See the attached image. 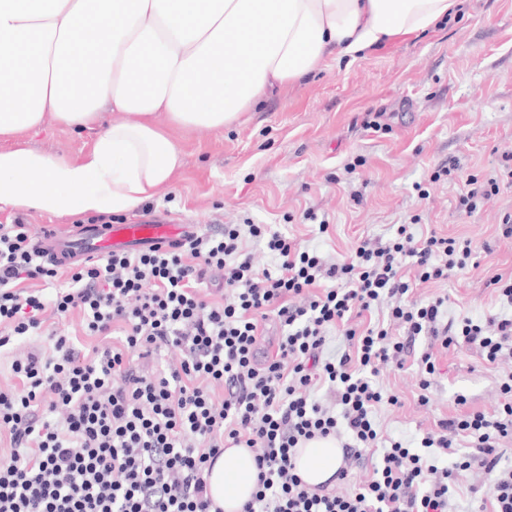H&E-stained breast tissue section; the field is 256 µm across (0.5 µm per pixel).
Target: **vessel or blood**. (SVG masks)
I'll return each mask as SVG.
<instances>
[{"mask_svg":"<svg viewBox=\"0 0 512 512\" xmlns=\"http://www.w3.org/2000/svg\"><path fill=\"white\" fill-rule=\"evenodd\" d=\"M196 230L192 224H166L141 221L129 224H109L90 230L73 241H61L54 232H46L36 242L42 256L54 262H68L81 257L103 258L117 251H131L155 245L169 247Z\"/></svg>","mask_w":512,"mask_h":512,"instance_id":"obj_1","label":"vessel or blood"}]
</instances>
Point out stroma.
Here are the masks:
<instances>
[{
    "mask_svg": "<svg viewBox=\"0 0 512 512\" xmlns=\"http://www.w3.org/2000/svg\"><path fill=\"white\" fill-rule=\"evenodd\" d=\"M379 120L380 130L364 129ZM95 132L49 125L27 135L31 148L89 151ZM184 164L175 181L128 213L59 219L0 210V224L24 222L32 237L67 236L77 225L165 219L217 233L228 224H272L330 257L360 239L386 241L392 225L412 224L467 238L479 247L478 269L415 288L416 297L448 299V315L483 321L502 308L488 280L512 273V239L499 225L512 214V187L472 215L457 208L465 178L502 179L512 151V0H455L447 18L425 32L398 36L356 60L321 69L261 98L218 133L179 134ZM453 169L455 179L430 182ZM312 210L314 219L303 217ZM326 221L328 233L318 231ZM416 362L388 364L376 379L398 404H381L378 428L410 448L437 431L440 419L473 410L495 414L501 387L512 384V355L486 362L480 350L449 347L421 390ZM427 403H420V394Z\"/></svg>",
    "mask_w": 512,
    "mask_h": 512,
    "instance_id": "35a3bbf8",
    "label": "stroma"
}]
</instances>
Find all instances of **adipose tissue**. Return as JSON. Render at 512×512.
Masks as SVG:
<instances>
[{
    "label": "adipose tissue",
    "instance_id": "1",
    "mask_svg": "<svg viewBox=\"0 0 512 512\" xmlns=\"http://www.w3.org/2000/svg\"><path fill=\"white\" fill-rule=\"evenodd\" d=\"M454 0H0V210L131 212L183 165L176 136L220 132L268 92L445 18ZM96 131L84 154L22 135L47 121ZM323 484L333 439L298 449ZM255 453L228 448L208 476L222 512L255 489Z\"/></svg>",
    "mask_w": 512,
    "mask_h": 512
}]
</instances>
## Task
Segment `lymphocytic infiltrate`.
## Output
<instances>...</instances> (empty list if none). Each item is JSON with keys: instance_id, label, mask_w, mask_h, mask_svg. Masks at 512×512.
Instances as JSON below:
<instances>
[{"instance_id": "lymphocytic-infiltrate-1", "label": "lymphocytic infiltrate", "mask_w": 512, "mask_h": 512, "mask_svg": "<svg viewBox=\"0 0 512 512\" xmlns=\"http://www.w3.org/2000/svg\"><path fill=\"white\" fill-rule=\"evenodd\" d=\"M248 238L275 269L254 267ZM474 254L470 240L418 238L399 224L388 241L361 240L328 262L269 225L228 224L218 235L64 270L42 258L28 225L0 224V348L43 335L49 309L79 310L86 335L124 336L121 347L89 354L56 336L50 355L13 360L23 389L0 391V432L11 448L0 465V512H222L207 473L230 447L255 452L256 490L243 512H448L451 483L474 463L486 477L470 488L480 512H512V467L500 448L512 442L511 402L492 416L440 420L421 452L391 442L371 478L343 496L296 471L297 448L331 436L344 441L334 479L349 482L354 445L380 442L374 414L384 397L373 378L388 363L404 365L417 337L477 347L491 364L512 345V316L445 322L444 298L413 297L418 285L467 269ZM212 273L217 301L204 294ZM27 280L51 297L23 290ZM375 310L386 320L360 327ZM271 320L280 334L264 354ZM332 332L345 340L334 353L326 350ZM169 348L182 351L180 364L139 367ZM320 386L335 410L313 398ZM460 436L472 440L464 456Z\"/></svg>"}]
</instances>
